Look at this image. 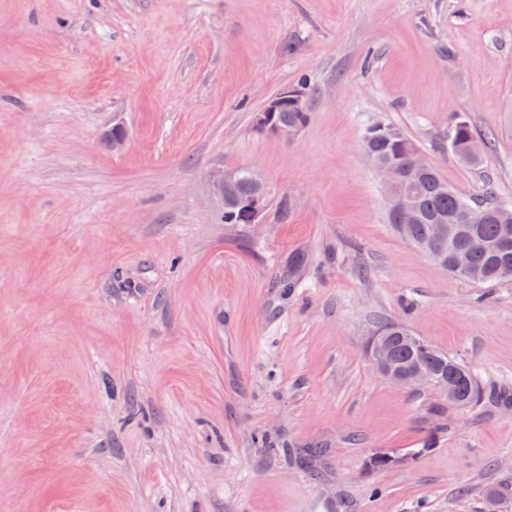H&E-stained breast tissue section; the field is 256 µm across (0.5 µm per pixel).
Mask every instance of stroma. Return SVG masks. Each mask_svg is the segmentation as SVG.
Instances as JSON below:
<instances>
[{
  "instance_id": "stroma-1",
  "label": "stroma",
  "mask_w": 512,
  "mask_h": 512,
  "mask_svg": "<svg viewBox=\"0 0 512 512\" xmlns=\"http://www.w3.org/2000/svg\"><path fill=\"white\" fill-rule=\"evenodd\" d=\"M302 82L310 123L258 134ZM457 115L491 139L479 168L448 149ZM377 122L460 195L512 202V0H0V512L512 501V410L367 356L392 321L512 389V285L452 278L389 224ZM241 168L261 223L213 192ZM367 148L378 160L389 161L399 167L407 166L416 143L397 127L389 124H373L368 127L363 149ZM251 172L248 169H240L239 180L238 170L219 171L214 174L215 190L224 201L225 223L247 224L245 215L239 210H243L248 215L249 224L261 223V217L266 210V195L264 192L256 191L259 189L265 191V187L262 183L258 185L253 181ZM231 188L236 195L231 192ZM227 208H237L239 210Z\"/></svg>"
}]
</instances>
